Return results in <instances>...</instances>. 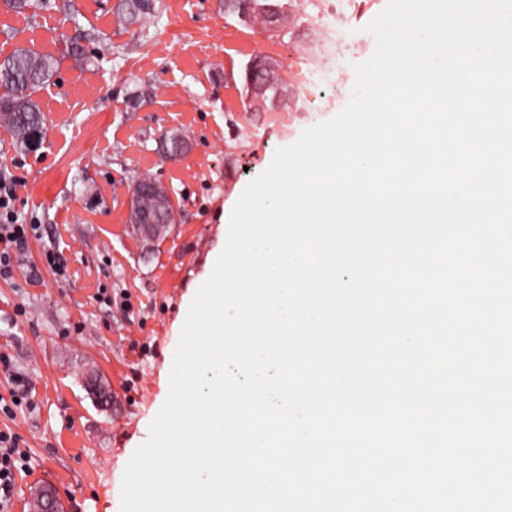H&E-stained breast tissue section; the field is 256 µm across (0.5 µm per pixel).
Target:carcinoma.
Listing matches in <instances>:
<instances>
[{"label": "carcinoma", "instance_id": "obj_1", "mask_svg": "<svg viewBox=\"0 0 512 512\" xmlns=\"http://www.w3.org/2000/svg\"><path fill=\"white\" fill-rule=\"evenodd\" d=\"M254 7L247 15L246 25L260 24L274 31L276 37L293 34L307 20L306 8L309 0H253ZM118 9L125 24L133 25L153 15V0H119ZM55 73L54 59L32 49L17 48L0 61V125L9 129L16 141L23 146L40 139L43 135V122L34 93L50 82ZM243 85L257 109L270 108L279 100L284 90L285 79L279 70L270 66L253 79L244 72ZM162 140L169 145V152L179 157L189 146L186 136L177 130L167 131ZM141 213H159L167 221H173L172 203L163 200L150 191L142 193L138 199Z\"/></svg>", "mask_w": 512, "mask_h": 512}]
</instances>
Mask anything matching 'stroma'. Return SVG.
Returning <instances> with one entry per match:
<instances>
[{
    "label": "stroma",
    "mask_w": 512,
    "mask_h": 512,
    "mask_svg": "<svg viewBox=\"0 0 512 512\" xmlns=\"http://www.w3.org/2000/svg\"><path fill=\"white\" fill-rule=\"evenodd\" d=\"M68 2L25 13L22 32L0 26V60L28 47L57 66L35 94L43 142L18 146L0 126V171L26 183L18 221L40 227L27 258L40 283L26 269L0 278V353L33 386L30 407L0 414V430L31 457L10 512H28L45 484L63 512H120L124 468L168 395L184 298L202 285L252 176L347 104L353 66L376 45L365 27L386 4L314 0L300 35L280 39L225 17L220 0H154L155 13L131 26L118 0ZM73 42L86 61L68 53ZM258 54L280 61L294 107L254 110L242 75ZM170 129L189 141L172 163L159 142ZM143 175L173 198L172 233L150 249L127 224L128 194ZM51 246L67 261L64 276L42 266ZM92 370L117 393L109 408L85 389Z\"/></svg>",
    "instance_id": "35a3bbf8"
}]
</instances>
